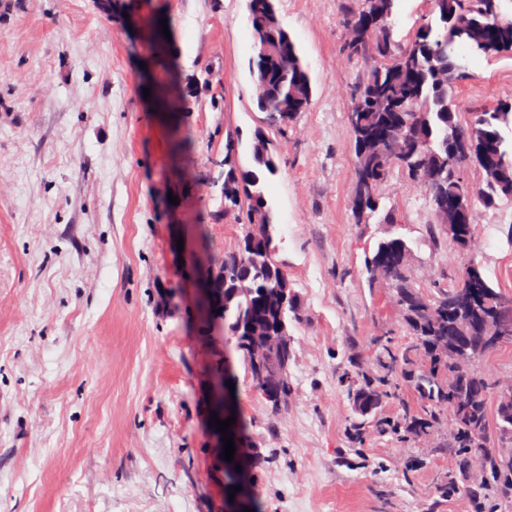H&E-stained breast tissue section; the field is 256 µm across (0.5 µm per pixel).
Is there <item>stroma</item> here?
<instances>
[{
    "instance_id": "stroma-1",
    "label": "stroma",
    "mask_w": 512,
    "mask_h": 512,
    "mask_svg": "<svg viewBox=\"0 0 512 512\" xmlns=\"http://www.w3.org/2000/svg\"><path fill=\"white\" fill-rule=\"evenodd\" d=\"M171 39L154 51L140 13L94 0H0V512H512V497L464 492L450 418L397 432L424 404L398 378L358 414L350 385L379 377L383 347L416 340L390 281L364 259L386 237L411 248L430 297L480 266L512 297V202L477 207L474 242L448 239L422 181L393 169L379 189L394 223L353 219L348 114L375 56L346 49L355 0H279L312 86L311 106L274 137V257L295 292L291 392L271 408L234 354L231 400L261 469L245 459L230 497L209 426L211 367L192 284L203 255L233 251L239 215L203 180L238 132L251 163L255 105L247 0H158ZM428 0H397L407 44ZM182 99L159 113L161 89ZM461 120L512 100V56L474 55L456 82ZM457 473L459 492L440 484Z\"/></svg>"
}]
</instances>
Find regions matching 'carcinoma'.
<instances>
[{"label":"carcinoma","mask_w":512,"mask_h":512,"mask_svg":"<svg viewBox=\"0 0 512 512\" xmlns=\"http://www.w3.org/2000/svg\"><path fill=\"white\" fill-rule=\"evenodd\" d=\"M97 2L108 16L139 4V0ZM429 2L437 24L423 23L403 46L395 43L389 32L395 0H358L353 13L355 25L347 49L357 56L370 50L383 59L357 85L348 115L357 160L353 214L360 224L379 211V185L395 167L412 177L430 172V202L442 224L448 223V199L452 197L463 196L470 215L479 203L489 208L499 200H512V144H507L501 133V126L512 125V102L473 112L463 123L454 91L455 74L460 70L457 49L486 57L512 55V17L502 14L501 0ZM248 20L256 47L249 63L257 89L256 104L265 113L266 126L283 133L311 104V81L296 43L280 22L275 0H248ZM460 136L473 146V162L488 156L495 166V173L484 176V187L473 195L467 194L461 164L450 159ZM237 148V138L227 133L224 161L213 162L219 173L211 176L209 184L220 194L224 215L246 211L248 231L235 251L214 263V279L224 289V301L215 315L202 320V332L212 338L234 339L232 349L249 365L256 358L253 332L288 339L291 301L275 304L267 295L271 290H289L288 274L273 257V212L263 190L267 177L279 171L276 150L269 139L256 135L252 145L255 169L250 170L236 164ZM408 254L404 239L384 238L366 256L364 266L371 283L379 270L402 265V277L392 279L396 303L424 357L415 390L427 402L429 412L438 406H455L459 394H473L469 411L451 417L452 447L468 462L482 452L490 454L480 480L512 491V441L501 440L497 448L486 446L488 386L483 382L475 390L470 388L477 356L455 363L441 348L450 326L448 301L464 283L441 292L438 298H427L409 279L408 267L403 264ZM477 291L486 313L508 299L482 274ZM253 387L264 400L268 393H276L281 404L288 398L290 381L285 374ZM380 391L371 381L358 388L353 393L357 410L369 414V403Z\"/></svg>","instance_id":"cac0c4a2"}]
</instances>
